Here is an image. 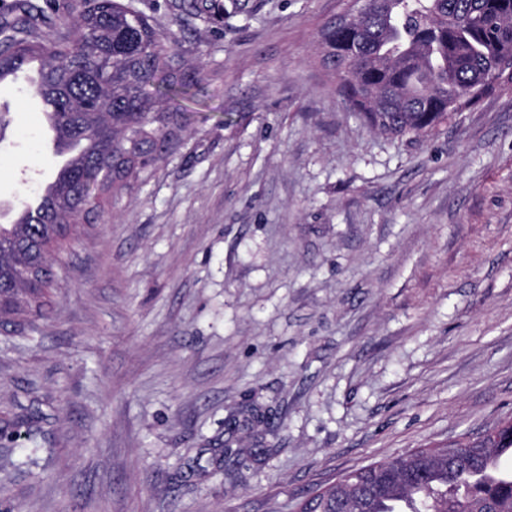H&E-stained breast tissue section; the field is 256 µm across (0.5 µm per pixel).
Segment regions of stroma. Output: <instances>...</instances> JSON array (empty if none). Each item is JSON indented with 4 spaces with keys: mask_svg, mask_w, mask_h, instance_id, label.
<instances>
[{
    "mask_svg": "<svg viewBox=\"0 0 512 512\" xmlns=\"http://www.w3.org/2000/svg\"><path fill=\"white\" fill-rule=\"evenodd\" d=\"M133 0L174 32L181 128L0 330V512H298L352 470L512 420V90L426 135L317 60L350 0ZM0 216L57 160L0 83Z\"/></svg>",
    "mask_w": 512,
    "mask_h": 512,
    "instance_id": "1",
    "label": "stroma"
}]
</instances>
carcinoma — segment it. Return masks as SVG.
Listing matches in <instances>:
<instances>
[{"label":"carcinoma","mask_w":512,"mask_h":512,"mask_svg":"<svg viewBox=\"0 0 512 512\" xmlns=\"http://www.w3.org/2000/svg\"><path fill=\"white\" fill-rule=\"evenodd\" d=\"M190 13L221 18V0H185ZM52 0H16L0 15V82L38 64L29 92L47 102L70 149L55 182L42 191L35 220L0 225V314L43 305L55 274L39 258L61 246L75 224L104 212L106 198L136 180L166 137L180 127L174 112L150 113L145 92L183 86L170 58L172 32L155 28L123 0H70L63 16L74 38L42 40ZM322 61L340 80L350 109L384 133L421 135L473 99L512 81V0H366L352 29L323 36ZM0 432L14 445L25 421ZM512 436L452 448H416L344 476L320 493V512H512V472L490 467Z\"/></svg>","instance_id":"1"}]
</instances>
